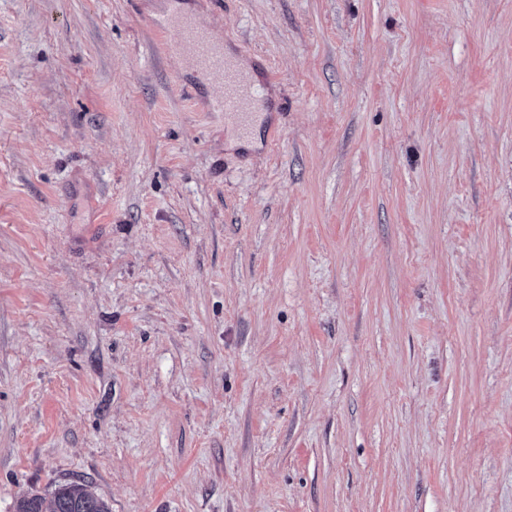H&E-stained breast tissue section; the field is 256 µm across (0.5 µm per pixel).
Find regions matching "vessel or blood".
<instances>
[{"label": "vessel or blood", "instance_id": "1", "mask_svg": "<svg viewBox=\"0 0 512 512\" xmlns=\"http://www.w3.org/2000/svg\"><path fill=\"white\" fill-rule=\"evenodd\" d=\"M168 27L185 41L189 48V61L194 68L223 81L224 95L219 105L225 114L245 118L252 99L251 93L243 86L238 73L225 59L209 33L188 16L171 19Z\"/></svg>", "mask_w": 512, "mask_h": 512}]
</instances>
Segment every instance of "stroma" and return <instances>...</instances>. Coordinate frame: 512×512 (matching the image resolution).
I'll return each mask as SVG.
<instances>
[{
    "label": "stroma",
    "mask_w": 512,
    "mask_h": 512,
    "mask_svg": "<svg viewBox=\"0 0 512 512\" xmlns=\"http://www.w3.org/2000/svg\"><path fill=\"white\" fill-rule=\"evenodd\" d=\"M71 481L512 512V0H0V512ZM168 29L183 38L189 48V61L194 68L224 82V95L219 101V107L224 110L225 115L244 119L249 113L252 96L248 88L243 86L239 74L250 81L256 78L254 70L240 62L228 48L223 47L224 53L221 52L209 33L191 17L179 16L171 19L164 28ZM224 56L235 65L239 74Z\"/></svg>",
    "instance_id": "35a3bbf8"
}]
</instances>
